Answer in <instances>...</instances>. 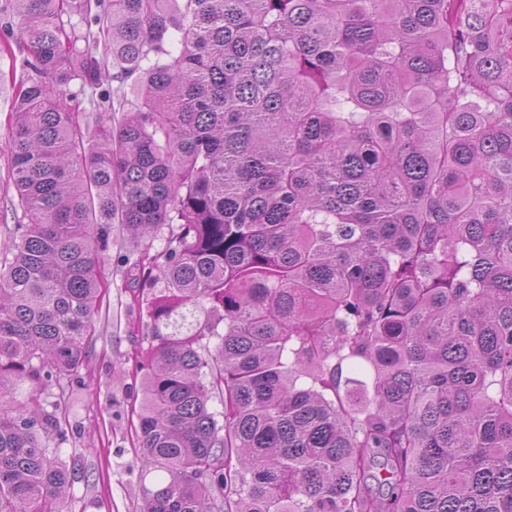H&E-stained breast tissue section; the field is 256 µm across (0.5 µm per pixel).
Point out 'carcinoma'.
I'll return each instance as SVG.
<instances>
[{
    "instance_id": "obj_1",
    "label": "carcinoma",
    "mask_w": 512,
    "mask_h": 512,
    "mask_svg": "<svg viewBox=\"0 0 512 512\" xmlns=\"http://www.w3.org/2000/svg\"><path fill=\"white\" fill-rule=\"evenodd\" d=\"M10 2L0 512H74L43 394L115 231L139 512H512V0ZM108 68L133 110L92 129L70 85L115 112Z\"/></svg>"
}]
</instances>
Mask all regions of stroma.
I'll return each mask as SVG.
<instances>
[{
    "label": "stroma",
    "instance_id": "stroma-1",
    "mask_svg": "<svg viewBox=\"0 0 512 512\" xmlns=\"http://www.w3.org/2000/svg\"><path fill=\"white\" fill-rule=\"evenodd\" d=\"M13 91L0 81V244L19 219L17 197L9 175L6 145ZM131 243H113L100 262L104 282L96 333L87 350V361L67 386L68 440L64 455H79L84 479L74 487L78 507L85 512H137L141 503L143 459L132 442V404L141 399L130 372L135 350L150 338L139 328L130 272L123 258Z\"/></svg>",
    "mask_w": 512,
    "mask_h": 512
}]
</instances>
